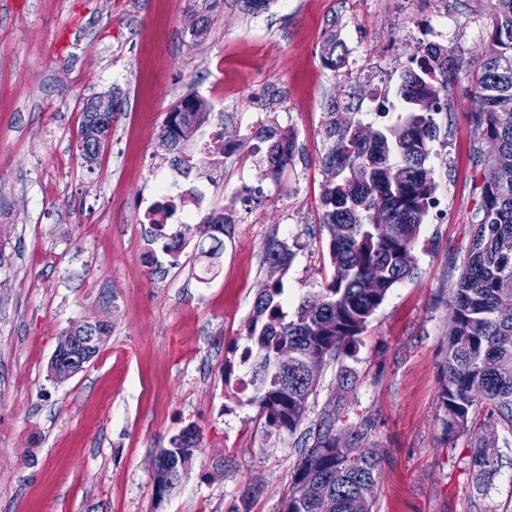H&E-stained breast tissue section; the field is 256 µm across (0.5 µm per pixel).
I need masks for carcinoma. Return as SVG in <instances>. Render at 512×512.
Here are the masks:
<instances>
[{"label":"carcinoma","mask_w":512,"mask_h":512,"mask_svg":"<svg viewBox=\"0 0 512 512\" xmlns=\"http://www.w3.org/2000/svg\"><path fill=\"white\" fill-rule=\"evenodd\" d=\"M497 3L490 44L469 90L477 106L471 121L481 139L512 154V0ZM322 59L331 70L341 66L344 45L330 37ZM456 62V50L439 44L410 56L395 98L379 101L377 125L329 104L320 224L327 232L331 279L324 291L285 311L278 275L293 254L286 242L271 239L264 261L276 278L256 297L241 351L255 389L250 402L268 430L290 436L298 431L324 367L336 364L343 384L354 378L346 360L354 356L359 336L390 289L414 277L420 228L437 206L430 165L431 144L441 133L436 116L448 106V68ZM210 116L203 100L185 98L167 114L159 139L176 150ZM111 128L112 113H83L85 162L97 160ZM254 138L253 150L265 154L266 176L274 178L293 164V131L262 128ZM473 227L450 303L439 392L441 439L453 444L469 437L467 468L487 485L498 471V453L485 437L500 428L512 434V250L505 247L512 242V171L488 166ZM231 229L224 212L208 214L195 227L197 249L219 257ZM373 427L366 418L348 433L340 408L324 409L312 443L301 445L280 512H373L380 460L364 446ZM199 445L192 426L170 439L157 456L155 493L179 483Z\"/></svg>","instance_id":"1"}]
</instances>
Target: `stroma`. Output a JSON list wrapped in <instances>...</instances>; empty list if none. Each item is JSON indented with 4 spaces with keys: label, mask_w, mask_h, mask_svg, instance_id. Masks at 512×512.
Returning <instances> with one entry per match:
<instances>
[{
    "label": "stroma",
    "mask_w": 512,
    "mask_h": 512,
    "mask_svg": "<svg viewBox=\"0 0 512 512\" xmlns=\"http://www.w3.org/2000/svg\"><path fill=\"white\" fill-rule=\"evenodd\" d=\"M496 0H0V512H280L297 439L267 432L241 384L237 352L267 280L274 238L294 253L289 307L327 284L319 223L327 104L377 117L365 71L396 89L424 43L461 54L432 145L436 208L415 251L418 275L392 288L348 362L341 388L324 368L305 427L342 404L346 424L372 416L365 440L381 459L375 512H512V442L499 443L491 486L465 468L467 438L441 439L440 367L452 285L472 236L489 144L478 143L468 90L489 45ZM206 29L193 35L199 17ZM348 56L326 68L325 41ZM122 109L96 162L81 156L86 100ZM207 99L203 134L223 128L232 159L211 157L203 212L237 198L220 257L152 244L141 221L159 177L177 181L157 132L186 96ZM264 127L293 129L302 149L279 178L253 151ZM107 321L94 361L70 380L47 372L75 323ZM201 434L187 475L164 497L153 461L186 426Z\"/></svg>",
    "instance_id": "1"
}]
</instances>
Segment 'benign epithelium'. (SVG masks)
<instances>
[{"mask_svg": "<svg viewBox=\"0 0 512 512\" xmlns=\"http://www.w3.org/2000/svg\"><path fill=\"white\" fill-rule=\"evenodd\" d=\"M101 342L98 322L85 321L71 327L50 358V377L63 383L83 371L96 357Z\"/></svg>", "mask_w": 512, "mask_h": 512, "instance_id": "1", "label": "benign epithelium"}]
</instances>
